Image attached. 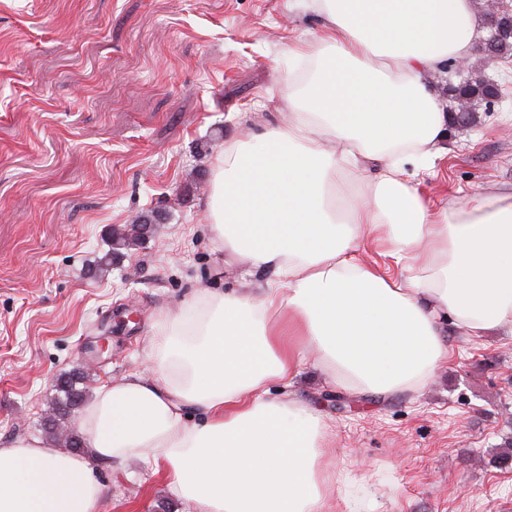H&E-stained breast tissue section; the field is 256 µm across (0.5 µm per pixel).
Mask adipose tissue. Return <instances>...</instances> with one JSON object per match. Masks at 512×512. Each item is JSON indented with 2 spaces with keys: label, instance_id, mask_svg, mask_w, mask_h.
<instances>
[{
  "label": "adipose tissue",
  "instance_id": "1",
  "mask_svg": "<svg viewBox=\"0 0 512 512\" xmlns=\"http://www.w3.org/2000/svg\"><path fill=\"white\" fill-rule=\"evenodd\" d=\"M310 7L322 30L291 50L306 74L284 125L225 146L208 201L215 242L272 279L163 314L149 373L84 407L86 453L0 445V512H99L95 468L130 458L163 468L190 512H361L356 482L322 465L325 416L290 390L305 360L346 390L417 393L450 356L445 321L467 336L512 327V187L434 207L405 179L450 136L425 76L472 57L474 0ZM369 163V195L337 207V173ZM369 244L398 272L363 262Z\"/></svg>",
  "mask_w": 512,
  "mask_h": 512
}]
</instances>
